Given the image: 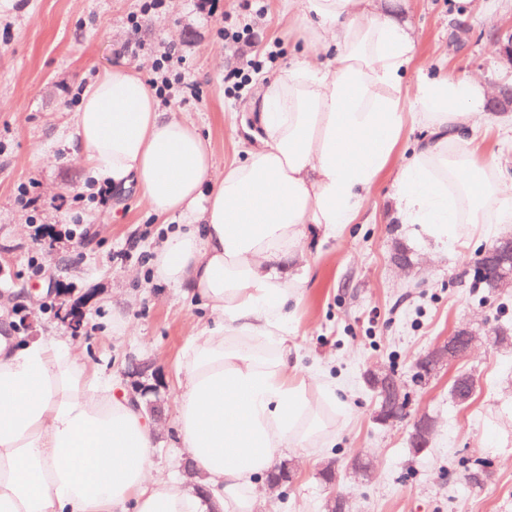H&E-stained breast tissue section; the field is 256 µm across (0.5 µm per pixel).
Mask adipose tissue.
<instances>
[{
    "mask_svg": "<svg viewBox=\"0 0 512 512\" xmlns=\"http://www.w3.org/2000/svg\"><path fill=\"white\" fill-rule=\"evenodd\" d=\"M386 0H288L302 43L262 81L239 158L165 112L140 71L113 63L80 94L68 140L96 191L136 187L165 236L155 283L208 309L182 355L175 431L201 489L153 473L157 426L141 398L59 337L0 336V512H255L285 448L335 442L341 388L298 373L284 333L296 291L280 270L309 232L331 238L376 188L406 123L428 134L394 175V208L441 244L512 223L506 179L470 120L480 75L404 77L415 53Z\"/></svg>",
    "mask_w": 512,
    "mask_h": 512,
    "instance_id": "adipose-tissue-1",
    "label": "adipose tissue"
}]
</instances>
